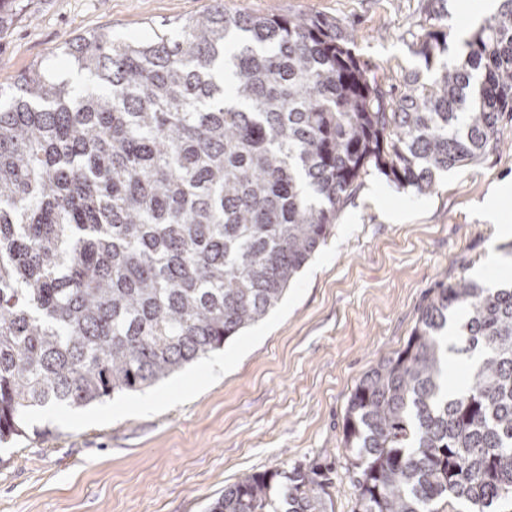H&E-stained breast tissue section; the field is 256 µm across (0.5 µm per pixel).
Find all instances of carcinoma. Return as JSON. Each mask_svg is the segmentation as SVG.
<instances>
[{"instance_id":"cac0c4a2","label":"carcinoma","mask_w":512,"mask_h":512,"mask_svg":"<svg viewBox=\"0 0 512 512\" xmlns=\"http://www.w3.org/2000/svg\"><path fill=\"white\" fill-rule=\"evenodd\" d=\"M334 19L223 4L147 42L61 47L71 75L0 87V444L39 407L135 392L263 320L371 167L429 192L512 116V0L395 100ZM465 312L455 343L448 319ZM479 354L460 393L448 352ZM357 512L512 498V284L445 281L351 393ZM317 464L244 476L209 512H328Z\"/></svg>"}]
</instances>
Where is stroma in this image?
<instances>
[{
	"instance_id": "stroma-1",
	"label": "stroma",
	"mask_w": 512,
	"mask_h": 512,
	"mask_svg": "<svg viewBox=\"0 0 512 512\" xmlns=\"http://www.w3.org/2000/svg\"><path fill=\"white\" fill-rule=\"evenodd\" d=\"M454 0H224L227 10L336 19L352 51L393 94L424 72L418 54L431 16L451 30L450 53L483 24ZM215 0H28L0 29V86L59 48L109 30L140 41ZM468 166L436 173L425 194L369 169L336 224L268 316L170 377L84 407L30 417L37 436L0 447V512H206L245 475L320 463L332 471L333 512H354L358 476L342 445L348 398L380 358L403 349L440 281L512 283V120Z\"/></svg>"
}]
</instances>
